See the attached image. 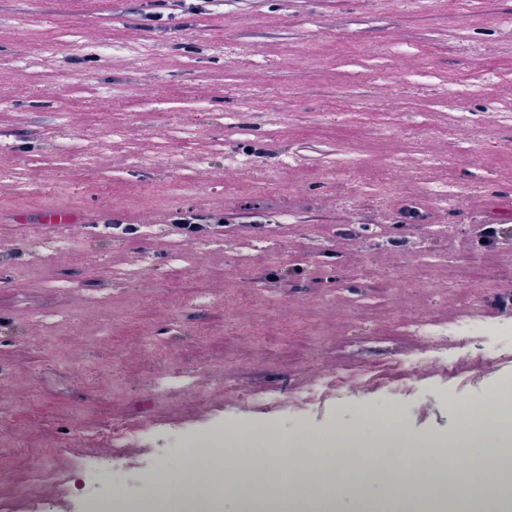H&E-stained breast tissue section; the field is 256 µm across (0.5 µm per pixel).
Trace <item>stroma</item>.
<instances>
[{"mask_svg": "<svg viewBox=\"0 0 512 512\" xmlns=\"http://www.w3.org/2000/svg\"><path fill=\"white\" fill-rule=\"evenodd\" d=\"M162 11L154 28L144 14ZM466 23H459V16ZM512 0H212L203 14L158 9L155 0H0V139L14 146L17 180H0V242L22 257H0V319L29 326L28 340L0 338V430L20 438L10 452L17 477L31 464L27 446L95 433L112 424L152 427L148 449L124 467L117 490L75 487L39 507L0 498V512H88L114 492L130 502L149 494L139 473L177 468L171 437L193 448L198 436L238 429L253 444L264 433L301 436L328 430L366 432L378 394L329 397L299 413L262 402L241 406L237 382L259 390L302 384L310 364L355 360L376 367L386 385L414 387L405 398L404 437L448 441L463 429L465 407L482 404L512 380L506 358L473 385L455 389L413 381L419 340L399 321L404 308L450 321L483 293V312L512 319L498 295L512 293V247L470 258L458 283L453 264L475 225L494 221L512 234ZM91 34L82 55L70 45ZM26 67L24 81L14 79ZM200 113L192 134L181 116ZM237 127L225 129L224 117ZM95 156L50 154L46 134L60 119ZM127 136L111 137L109 124ZM207 157V170L179 172L165 152ZM250 157L251 168L224 175V158ZM290 154L293 164L281 168ZM399 193L382 195L395 162ZM446 192L464 211L443 209ZM420 208L419 226L398 231L404 203ZM63 208L81 234L104 219L150 217L154 235L116 241L99 258L85 250L33 260L40 225L29 216ZM226 211L222 242L189 241L173 261V214ZM365 224L371 238L337 235ZM404 233L403 252L385 248ZM138 267L135 277L119 271ZM292 267L316 278L312 288H283L269 271ZM406 281L395 288L394 278ZM210 304L196 305L197 295ZM236 306L224 314L225 300ZM366 314V335L343 311ZM58 317L44 335L33 312ZM191 341L146 354L172 323ZM84 366L75 373L70 355ZM200 368L205 395L150 391L152 369Z\"/></svg>", "mask_w": 512, "mask_h": 512, "instance_id": "obj_1", "label": "stroma"}]
</instances>
